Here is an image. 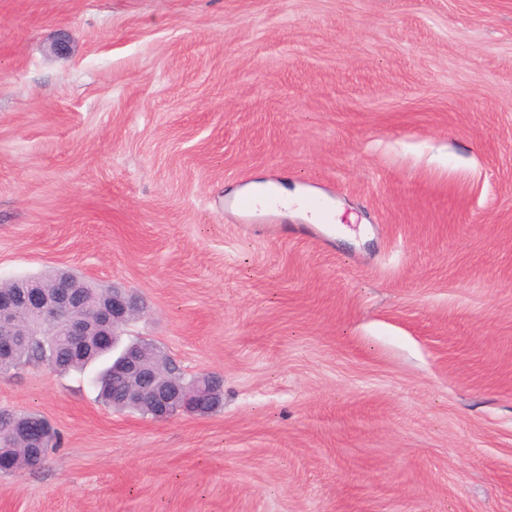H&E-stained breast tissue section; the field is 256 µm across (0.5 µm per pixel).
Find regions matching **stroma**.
Instances as JSON below:
<instances>
[{"mask_svg":"<svg viewBox=\"0 0 512 512\" xmlns=\"http://www.w3.org/2000/svg\"><path fill=\"white\" fill-rule=\"evenodd\" d=\"M59 267L223 404L0 373L62 440L0 512H512V0H0V279Z\"/></svg>","mask_w":512,"mask_h":512,"instance_id":"35a3bbf8","label":"stroma"}]
</instances>
